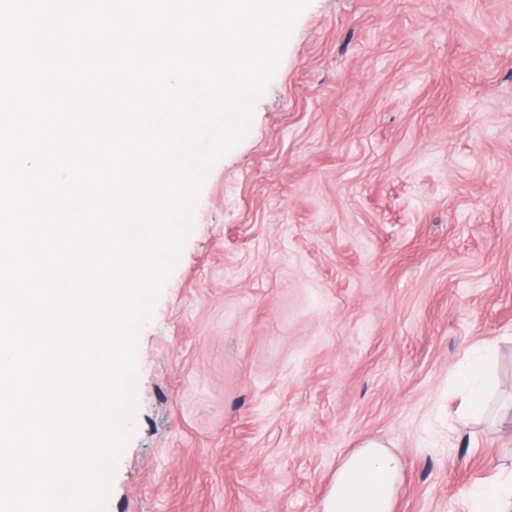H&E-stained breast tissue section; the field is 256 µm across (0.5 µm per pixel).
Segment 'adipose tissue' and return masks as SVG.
<instances>
[{
  "instance_id": "1",
  "label": "adipose tissue",
  "mask_w": 512,
  "mask_h": 512,
  "mask_svg": "<svg viewBox=\"0 0 512 512\" xmlns=\"http://www.w3.org/2000/svg\"><path fill=\"white\" fill-rule=\"evenodd\" d=\"M400 462L383 445L371 441L346 458L323 512H392Z\"/></svg>"
}]
</instances>
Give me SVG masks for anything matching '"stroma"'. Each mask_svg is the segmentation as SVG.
I'll return each mask as SVG.
<instances>
[{
  "label": "stroma",
  "mask_w": 512,
  "mask_h": 512,
  "mask_svg": "<svg viewBox=\"0 0 512 512\" xmlns=\"http://www.w3.org/2000/svg\"><path fill=\"white\" fill-rule=\"evenodd\" d=\"M135 400L106 512H323L370 441L393 512H475L512 473V0H311L207 174ZM493 363L494 355L488 353L475 363L471 364L461 374V383L470 391L469 410L474 416L482 415L485 411V394L479 384V378L492 367Z\"/></svg>",
  "instance_id": "obj_1"
}]
</instances>
